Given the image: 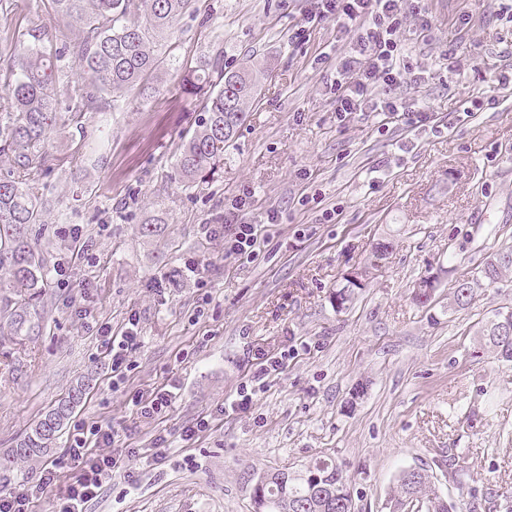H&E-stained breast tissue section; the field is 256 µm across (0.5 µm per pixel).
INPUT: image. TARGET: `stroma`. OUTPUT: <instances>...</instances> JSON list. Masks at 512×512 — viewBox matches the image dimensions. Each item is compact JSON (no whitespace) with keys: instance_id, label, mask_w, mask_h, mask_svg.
Listing matches in <instances>:
<instances>
[{"instance_id":"obj_1","label":"stroma","mask_w":512,"mask_h":512,"mask_svg":"<svg viewBox=\"0 0 512 512\" xmlns=\"http://www.w3.org/2000/svg\"><path fill=\"white\" fill-rule=\"evenodd\" d=\"M309 7L196 0L178 19L175 65L220 55L228 68H267L209 184L172 175L201 116L172 76L148 101L60 113L39 180L45 221L32 230L55 272L41 336L0 333V451L78 380L89 388L50 456L0 470V496L28 493L31 512H61L80 474L69 450L98 423L114 440L88 439L86 452L118 466L84 512H254L261 474L320 457L342 465L355 512H391L411 467L456 512H512V362L480 334L492 310L512 308V279L451 304L458 281L512 245V22L495 0H424L399 34L409 75L390 95L403 115L342 119L332 84L351 36L305 21ZM64 29L49 0L0 10V68L19 48L15 31L41 35L51 53ZM410 112L427 122L408 123ZM159 212L162 233L141 236ZM204 224H257L268 245L250 263L228 258ZM384 236L389 255L336 311L330 292ZM429 272L440 281L422 307L412 286ZM130 327L136 344L113 371L104 335ZM281 354L250 410L227 409L258 363ZM167 385L179 389L171 404L140 415L133 399ZM202 418L208 428L183 440ZM57 461L54 482L37 488Z\"/></svg>"}]
</instances>
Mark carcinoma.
<instances>
[{
    "instance_id": "1",
    "label": "carcinoma",
    "mask_w": 512,
    "mask_h": 512,
    "mask_svg": "<svg viewBox=\"0 0 512 512\" xmlns=\"http://www.w3.org/2000/svg\"><path fill=\"white\" fill-rule=\"evenodd\" d=\"M55 15L66 20L72 43L45 55L36 44L14 56L8 72L0 70V326L9 334L34 339L42 332L44 290L52 269L30 238L33 225L44 223L38 171L47 167V140L62 101L56 81L60 62L70 52L86 75V102L112 94L133 93L146 99L156 92L158 76L171 65L162 47L175 34V23L194 0H50ZM179 89L202 99V117L181 137L173 166L175 178L189 187L207 184L224 164V149L244 125L258 100L254 67L226 69L223 59L179 74ZM512 276V247L500 249L480 276L458 283L453 305L464 307L477 292ZM437 277L426 275L414 285V297L426 304ZM344 278L330 302L347 308L363 288ZM496 356L512 362V308H498L481 329ZM83 384L74 386L30 428L17 446L0 454V469L18 461L37 462L53 452L59 433L83 400ZM424 512H453L426 470L403 471L393 491L392 512L413 501ZM254 512H352L349 479L332 459L319 458L301 472L277 471L258 479Z\"/></svg>"
}]
</instances>
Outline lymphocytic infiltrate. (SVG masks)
<instances>
[{"mask_svg": "<svg viewBox=\"0 0 512 512\" xmlns=\"http://www.w3.org/2000/svg\"><path fill=\"white\" fill-rule=\"evenodd\" d=\"M311 7L313 15L333 19L342 28L362 29L336 71L337 113L398 111L395 99L377 97L374 90L377 85L392 87L406 79V66L397 52V33L409 0H312ZM202 232L206 238L223 240L226 254L251 259L261 252L263 239L258 225L206 224ZM84 447L79 439L71 448L70 456L81 473L69 488L64 512H82L83 505L96 496L117 465L108 456L87 457Z\"/></svg>", "mask_w": 512, "mask_h": 512, "instance_id": "1", "label": "lymphocytic infiltrate"}]
</instances>
